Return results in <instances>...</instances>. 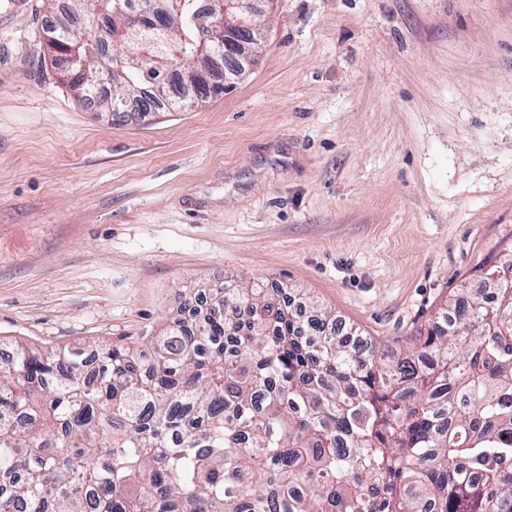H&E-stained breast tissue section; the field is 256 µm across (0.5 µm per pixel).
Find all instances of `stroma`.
<instances>
[{"label": "stroma", "mask_w": 512, "mask_h": 512, "mask_svg": "<svg viewBox=\"0 0 512 512\" xmlns=\"http://www.w3.org/2000/svg\"><path fill=\"white\" fill-rule=\"evenodd\" d=\"M0 0V353L125 344L226 281L405 350L512 252V0H267L224 91L112 119Z\"/></svg>", "instance_id": "obj_1"}]
</instances>
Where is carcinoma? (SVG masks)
<instances>
[{"mask_svg": "<svg viewBox=\"0 0 512 512\" xmlns=\"http://www.w3.org/2000/svg\"><path fill=\"white\" fill-rule=\"evenodd\" d=\"M165 29L109 14L138 67L106 93L91 32L58 28L77 97L204 98L206 0H154ZM512 264L484 267L405 351L360 350L331 313L262 283L212 290L140 345L19 342L0 357V512H512Z\"/></svg>", "mask_w": 512, "mask_h": 512, "instance_id": "obj_1", "label": "carcinoma"}]
</instances>
